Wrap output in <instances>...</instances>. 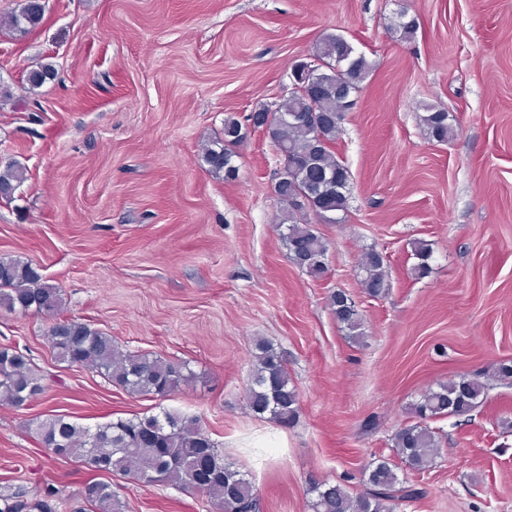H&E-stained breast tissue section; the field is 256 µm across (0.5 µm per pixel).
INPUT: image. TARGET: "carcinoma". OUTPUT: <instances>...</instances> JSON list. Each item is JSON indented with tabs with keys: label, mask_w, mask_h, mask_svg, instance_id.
Returning <instances> with one entry per match:
<instances>
[{
	"label": "carcinoma",
	"mask_w": 512,
	"mask_h": 512,
	"mask_svg": "<svg viewBox=\"0 0 512 512\" xmlns=\"http://www.w3.org/2000/svg\"><path fill=\"white\" fill-rule=\"evenodd\" d=\"M44 16L40 2L26 3L18 12L0 20L20 37L38 27ZM313 54L322 72L336 88L314 98L307 86L281 96L275 113L286 115L314 105L334 119L316 127L308 124L263 126L279 163L276 196L282 205L278 226L292 262L314 278L327 273L329 245L308 216L320 212L325 224L339 222L346 213L350 194V172L336 156V139L345 114L355 105V96L371 71L365 54L355 50L341 34H330L316 44ZM429 138L446 143L454 134L448 112L429 107L420 116ZM249 130L232 115L224 117L221 135L209 142L200 160L208 171L226 181L236 179L235 148ZM25 179L24 168L9 162L0 167V188L13 197ZM417 259L411 274L422 278L430 273L432 248L422 239L412 242ZM360 283L373 297L388 290V270L383 256L373 250L359 261ZM328 306L336 321L352 339L362 336L361 315L345 305L343 292L333 291ZM62 296L31 263L0 257V308L11 312L36 311L51 320L46 340L56 358L70 366L95 372L131 394L166 397L190 383L194 374L183 360L138 352H124L112 336L72 318L60 317ZM253 368L247 400L251 411L270 415L284 425L296 419L299 393L290 385L282 356L264 339L254 342ZM46 377L31 359L9 347H0V406L20 407L47 393ZM485 384L476 377L461 375L437 389L425 392L412 404L415 422L400 428L393 437L396 456L414 470L429 467L439 441L429 422L440 416L465 415L483 402ZM39 444L54 458L74 460L91 472H107L151 485L176 482L204 494L219 512H257L258 499L247 474L224 462V451L217 448L199 420L176 411L134 418H118L95 427L83 426L64 416H53L36 428ZM367 490L353 495L340 484L317 483L310 488L311 512H390V502L413 500L421 490L399 478L396 465L379 459L364 472ZM81 498L95 512H122L123 505L112 492V485L99 480L84 484ZM59 491L48 488L38 499L28 500L12 487L0 486V512H58Z\"/></svg>",
	"instance_id": "obj_1"
}]
</instances>
